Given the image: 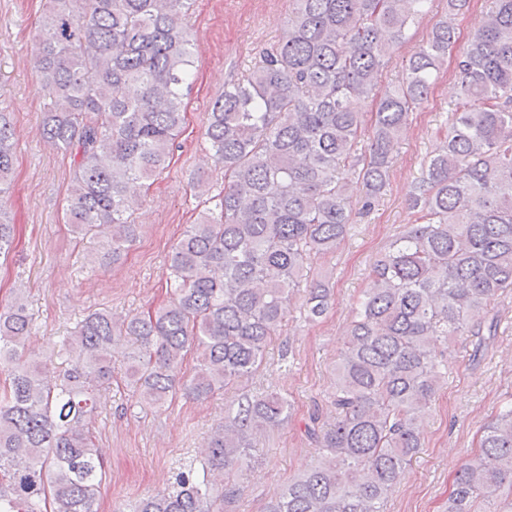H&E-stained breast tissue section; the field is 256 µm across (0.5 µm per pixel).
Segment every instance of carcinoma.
Wrapping results in <instances>:
<instances>
[{"label":"carcinoma","instance_id":"obj_1","mask_svg":"<svg viewBox=\"0 0 512 512\" xmlns=\"http://www.w3.org/2000/svg\"><path fill=\"white\" fill-rule=\"evenodd\" d=\"M285 35L207 113L215 165L224 170L217 212L207 211L171 247L170 297L145 314L86 315L62 342L71 366L50 378L29 360L25 292L0 311V512H97L103 463L89 423L112 388L111 347L131 344L125 368L135 403L160 409L176 390L204 399L251 377L294 300L309 322L329 308L322 279L296 298L303 273L332 254L352 223L351 188L369 211L385 195L410 112L455 54L461 98L441 153L408 194L415 223L370 266L353 308L327 400L305 433L316 461L264 512H385L422 448L421 417L448 375V339L497 335L471 314L512 290V0H492L482 26L457 48L448 0L427 41L411 51L404 80L382 86L395 48L434 0H293ZM187 0H49L36 43L50 99L40 134L68 154L74 177L64 223L107 238L112 262L136 239L132 202L166 169L185 119L194 52ZM369 99L371 114L359 111ZM367 147H359L362 140ZM14 166L13 129L0 108V195ZM14 225L0 218V256ZM194 354L195 372L181 375ZM277 392H242L215 427L199 464L172 489L115 512H224L232 477L260 437L291 421ZM448 512H512V401L481 428L461 465Z\"/></svg>","mask_w":512,"mask_h":512}]
</instances>
